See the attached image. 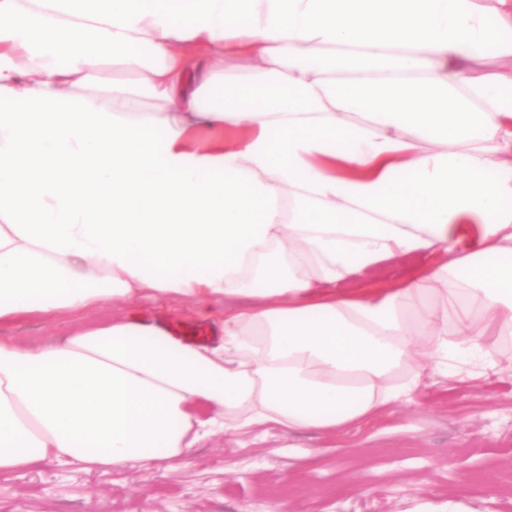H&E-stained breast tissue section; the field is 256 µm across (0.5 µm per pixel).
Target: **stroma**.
Listing matches in <instances>:
<instances>
[{
	"label": "stroma",
	"mask_w": 512,
	"mask_h": 512,
	"mask_svg": "<svg viewBox=\"0 0 512 512\" xmlns=\"http://www.w3.org/2000/svg\"><path fill=\"white\" fill-rule=\"evenodd\" d=\"M398 255L345 280L342 290L389 287L444 259ZM194 302L143 295L105 307L90 323L137 317L213 323ZM76 327L48 313L0 323V338L34 346ZM512 512V363L478 379H426L413 403L339 434L280 427L218 432L185 459L153 471H84L43 462L0 475V512Z\"/></svg>",
	"instance_id": "35a3bbf8"
}]
</instances>
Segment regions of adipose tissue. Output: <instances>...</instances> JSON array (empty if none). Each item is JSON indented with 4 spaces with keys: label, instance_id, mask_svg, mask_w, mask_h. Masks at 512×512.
<instances>
[{
    "label": "adipose tissue",
    "instance_id": "adipose-tissue-1",
    "mask_svg": "<svg viewBox=\"0 0 512 512\" xmlns=\"http://www.w3.org/2000/svg\"><path fill=\"white\" fill-rule=\"evenodd\" d=\"M499 3L493 23L472 0H0V322L229 303L199 346L126 318L0 339V474L338 432L411 403L424 373L495 370L512 78L470 63L512 57ZM440 248L397 287L338 288Z\"/></svg>",
    "mask_w": 512,
    "mask_h": 512
}]
</instances>
